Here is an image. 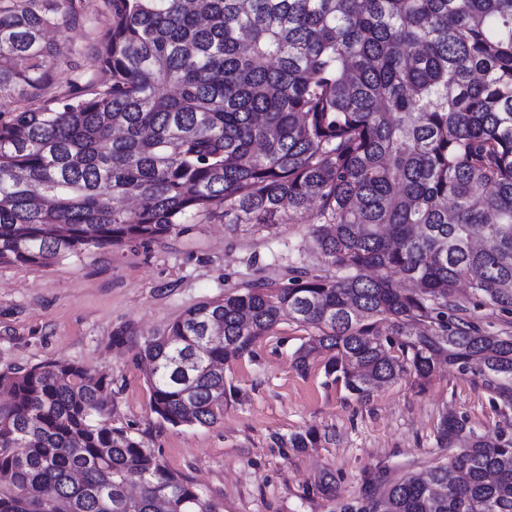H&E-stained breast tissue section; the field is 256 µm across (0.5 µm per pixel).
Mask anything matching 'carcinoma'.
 <instances>
[{
	"label": "carcinoma",
	"instance_id": "obj_1",
	"mask_svg": "<svg viewBox=\"0 0 512 512\" xmlns=\"http://www.w3.org/2000/svg\"><path fill=\"white\" fill-rule=\"evenodd\" d=\"M49 27L90 38L51 43ZM85 52L109 80L44 96ZM2 94L26 105L0 115V262L318 203L334 273L249 282L139 346L163 423H215L224 357L285 318L314 330L297 367L332 353L327 373L361 400L442 362L512 392V335L455 297L465 283L512 314V0H0ZM110 385L59 359L0 373V512H217L112 423ZM435 439L460 453L341 512H512V437L445 414Z\"/></svg>",
	"mask_w": 512,
	"mask_h": 512
}]
</instances>
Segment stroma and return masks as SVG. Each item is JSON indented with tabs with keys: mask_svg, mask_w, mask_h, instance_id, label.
Segmentation results:
<instances>
[{
	"mask_svg": "<svg viewBox=\"0 0 512 512\" xmlns=\"http://www.w3.org/2000/svg\"><path fill=\"white\" fill-rule=\"evenodd\" d=\"M314 212L282 224H226L213 215L151 242L93 248L51 267L0 263V372L64 359L112 381V422L130 429L166 466L189 478L218 512H340L402 478L447 462L437 447L442 415L478 434L512 436V406L480 374L454 367L429 380L404 376L358 400L327 376L328 353L298 369L309 328L281 321L224 363V414L208 426L161 424L150 408L136 353L188 308L244 283H287L292 268L324 275ZM456 299L493 334H512V314ZM123 344H115V337ZM320 436L311 448L291 435Z\"/></svg>",
	"mask_w": 512,
	"mask_h": 512,
	"instance_id": "1",
	"label": "stroma"
}]
</instances>
